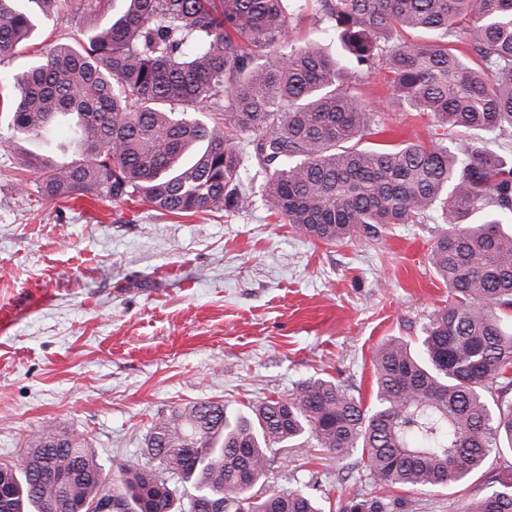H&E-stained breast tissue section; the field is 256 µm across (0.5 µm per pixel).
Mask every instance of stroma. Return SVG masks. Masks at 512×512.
<instances>
[{
	"label": "stroma",
	"mask_w": 512,
	"mask_h": 512,
	"mask_svg": "<svg viewBox=\"0 0 512 512\" xmlns=\"http://www.w3.org/2000/svg\"><path fill=\"white\" fill-rule=\"evenodd\" d=\"M78 0L44 19L25 58L0 61V81L48 45L88 26ZM386 105L366 147L428 142L427 113L392 101L382 76L361 83ZM0 105V463H16L31 432L83 436L104 468L148 462L155 419L194 401L228 415L336 380L371 402L373 353L418 343L448 290L429 259L442 225L397 224L379 244L330 247L278 222L253 181L237 212L166 214L142 202L44 198L38 174L15 166L20 148ZM512 477V454L490 458L465 484L410 490L358 482L347 461L309 440L277 449L268 480L351 497L388 496L401 512H458L489 480Z\"/></svg>",
	"instance_id": "35a3bbf8"
}]
</instances>
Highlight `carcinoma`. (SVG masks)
<instances>
[{"label":"carcinoma","instance_id":"carcinoma-1","mask_svg":"<svg viewBox=\"0 0 512 512\" xmlns=\"http://www.w3.org/2000/svg\"><path fill=\"white\" fill-rule=\"evenodd\" d=\"M116 0H79L108 11ZM104 27L57 44L15 76L8 110L32 145L18 168L50 197L91 194L173 214L232 213L251 168L295 233L326 245L379 239L393 224L448 225L429 260L448 305L421 353L390 339L373 354V401L310 378L249 414L194 402L150 428L147 467L110 473L85 439L49 428L21 463L0 464V512H324L304 488L256 496L275 448L306 437L383 486L467 480L512 451V161L476 131L512 140V0H122ZM61 0H0V61L26 49ZM309 12L344 54L298 37ZM273 54L261 61V50ZM387 62L394 95L434 122L431 145L363 147L380 112L358 84ZM76 159L45 151L62 132ZM336 512H394L383 496ZM460 512H512V480Z\"/></svg>","mask_w":512,"mask_h":512}]
</instances>
